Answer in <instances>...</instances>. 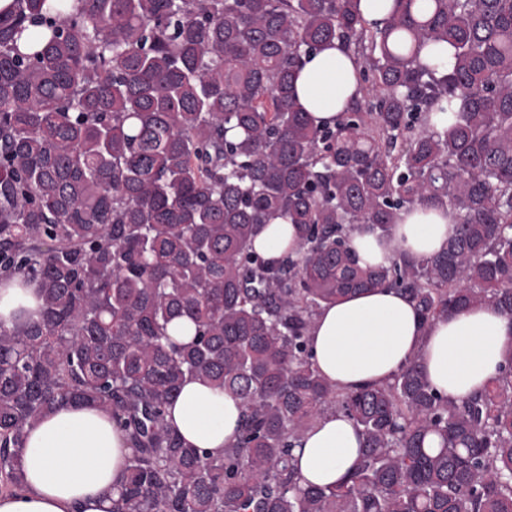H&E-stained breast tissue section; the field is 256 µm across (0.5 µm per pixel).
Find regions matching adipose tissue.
Returning a JSON list of instances; mask_svg holds the SVG:
<instances>
[{
  "label": "adipose tissue",
  "mask_w": 512,
  "mask_h": 512,
  "mask_svg": "<svg viewBox=\"0 0 512 512\" xmlns=\"http://www.w3.org/2000/svg\"><path fill=\"white\" fill-rule=\"evenodd\" d=\"M361 87L358 63L339 44L304 56L295 97L316 122H332ZM453 217L437 209L401 214L391 233L354 225L350 244L364 267L388 265L405 255L423 258L446 245ZM270 260L296 255L294 225L275 219L254 241ZM35 281L14 274L0 280V321L37 319ZM313 361L331 384L350 389L393 379L419 360L430 386L452 401L466 399L494 381L512 350V318L484 304L423 323L413 302L394 289H375L325 305L310 330ZM241 408L236 398L199 381L185 383L166 422L183 443L223 453L233 447ZM362 439L342 413L319 419L296 452L302 484L341 483L356 463ZM130 450L109 412L63 405L29 428L22 466L24 486L0 495V512H107L106 499Z\"/></svg>",
  "instance_id": "adipose-tissue-1"
}]
</instances>
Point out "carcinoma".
<instances>
[{
	"instance_id": "obj_1",
	"label": "carcinoma",
	"mask_w": 512,
	"mask_h": 512,
	"mask_svg": "<svg viewBox=\"0 0 512 512\" xmlns=\"http://www.w3.org/2000/svg\"><path fill=\"white\" fill-rule=\"evenodd\" d=\"M404 2L382 27L356 0L0 11V276L35 279L42 300L37 320L0 322V493L24 484L27 429L74 404L127 435L110 512H512V354L455 402L416 358L343 390L310 353L323 306L376 288L426 322L485 303L512 317V0ZM334 41L366 87L316 126L296 72ZM452 100L458 120L430 126ZM428 207L455 219L440 252L356 263L354 225L386 234ZM276 218L299 251L269 261L253 241ZM188 380L241 402L222 454L166 423ZM333 412L361 457L304 486L294 450Z\"/></svg>"
}]
</instances>
